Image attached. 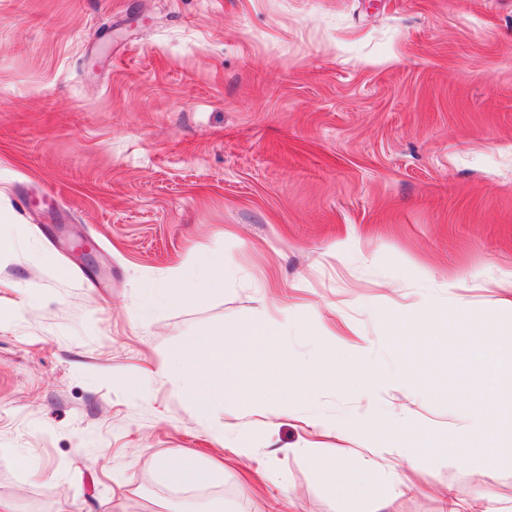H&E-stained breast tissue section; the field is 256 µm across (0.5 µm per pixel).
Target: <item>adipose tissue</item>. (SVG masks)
Here are the masks:
<instances>
[{
	"label": "adipose tissue",
	"instance_id": "ef3b65f1",
	"mask_svg": "<svg viewBox=\"0 0 512 512\" xmlns=\"http://www.w3.org/2000/svg\"><path fill=\"white\" fill-rule=\"evenodd\" d=\"M225 274L223 252L187 260L171 272L176 287L153 291L136 304L134 313L147 319L163 310L223 295ZM494 286L502 293L503 307L495 322L471 314L465 305L447 311L426 298L398 310L386 329L398 355L393 370H382L365 358L362 345L351 344L346 351H339L325 342V329L312 324L309 335L322 341L323 359L317 368L307 370L296 365L287 347L282 346L265 358L267 371L277 381L275 391L263 392L257 381L239 382L235 388L267 419L280 415L281 399L292 404L307 402L315 379L333 389L354 378L368 396L389 385L422 397L446 393L465 401L467 424L459 435L447 440L444 449L485 476L486 482L479 507L448 495L444 498L445 512H507L491 479L504 463H512V368L503 364L504 349L512 348V277L495 281ZM266 319V312L261 310L249 323H225L223 333L182 337L162 351L157 370L180 369V388L196 413L211 415L224 393V384L206 380V371L223 360L226 340L256 334ZM305 423L313 433L336 432L356 442L355 447L343 449L333 459L320 456L311 446L301 450L324 488L334 496L353 499L359 468L376 467L390 456L412 461L436 451L428 433L406 417L386 415L374 405L341 421L314 410ZM158 475L176 486L195 487L209 481L208 473L194 457L180 453L160 462ZM407 491L400 475L388 471L380 482L372 484L367 504L354 502L352 512H394L396 502Z\"/></svg>",
	"mask_w": 512,
	"mask_h": 512
}]
</instances>
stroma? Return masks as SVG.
Here are the masks:
<instances>
[{
    "label": "stroma",
    "instance_id": "1",
    "mask_svg": "<svg viewBox=\"0 0 512 512\" xmlns=\"http://www.w3.org/2000/svg\"><path fill=\"white\" fill-rule=\"evenodd\" d=\"M0 234V496L17 512H349L297 454L350 445L312 436L310 407L267 429L228 386L197 415L157 355L286 302L298 326L242 337L209 379L253 381L279 341L318 361L311 323L390 368L384 324L414 299L498 317L512 0H0ZM215 249L223 296L132 318ZM377 401L441 439L465 424L447 395ZM175 448L219 479L161 483ZM381 468L410 487L398 512L481 484L443 452Z\"/></svg>",
    "mask_w": 512,
    "mask_h": 512
}]
</instances>
